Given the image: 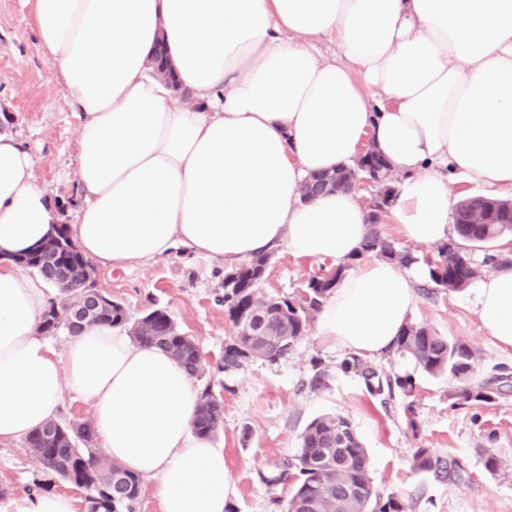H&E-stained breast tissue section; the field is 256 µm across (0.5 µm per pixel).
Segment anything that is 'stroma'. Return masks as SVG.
Masks as SVG:
<instances>
[{"mask_svg": "<svg viewBox=\"0 0 512 512\" xmlns=\"http://www.w3.org/2000/svg\"><path fill=\"white\" fill-rule=\"evenodd\" d=\"M0 130L31 146L38 183L47 187L62 223L71 224L78 200V118L38 46L27 0H0ZM225 268L222 260L179 252L122 270L96 266L95 285L120 301L129 319L162 308L195 338L203 361L193 382L211 387L224 401V431L214 443L224 450L232 512H284L291 487L271 483L274 466L297 453L307 425L324 413L350 419L370 458L376 492L403 498L409 512H512V349H501L486 335L468 291L449 292L422 281L409 320L472 345L478 354L474 379L490 383L495 399L456 405L447 377L385 355L378 365L411 377L415 385L412 395L398 391L385 403L357 376L340 371L345 351L320 342L312 330L278 362L249 360L237 370L215 372L213 364L233 333L224 316ZM318 268L316 260L277 249L260 288L269 295L303 297ZM317 370L325 383L314 388L310 379ZM419 448L447 462L448 476L415 470ZM491 454L507 464L506 472L486 470ZM39 475L23 443L0 445V489L7 495H28Z\"/></svg>", "mask_w": 512, "mask_h": 512, "instance_id": "stroma-1", "label": "stroma"}]
</instances>
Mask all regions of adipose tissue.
I'll return each instance as SVG.
<instances>
[{
  "label": "adipose tissue",
  "mask_w": 512,
  "mask_h": 512,
  "mask_svg": "<svg viewBox=\"0 0 512 512\" xmlns=\"http://www.w3.org/2000/svg\"><path fill=\"white\" fill-rule=\"evenodd\" d=\"M28 2L79 119L70 235L101 265L179 251L232 265L281 246L344 263L317 334L379 356L429 270L358 258L367 211L355 192L306 201V179L373 140L398 177L384 221L422 246L447 241L453 184L512 192V0ZM331 35L335 59L317 49ZM160 42L189 97L152 76ZM58 221L30 149L0 132V252L40 244ZM470 296L486 335L512 347V268ZM50 300L42 278L0 265V444L53 420L69 390L91 404L112 461L155 481L159 512H225L224 451L193 432L200 392L184 367L121 326L53 345L37 332ZM0 512L75 502L44 490L0 498Z\"/></svg>",
  "instance_id": "adipose-tissue-1"
}]
</instances>
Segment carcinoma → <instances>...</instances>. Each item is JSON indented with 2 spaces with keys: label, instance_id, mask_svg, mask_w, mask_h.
<instances>
[{
  "label": "carcinoma",
  "instance_id": "carcinoma-1",
  "mask_svg": "<svg viewBox=\"0 0 512 512\" xmlns=\"http://www.w3.org/2000/svg\"><path fill=\"white\" fill-rule=\"evenodd\" d=\"M368 178L374 197L381 200L379 211H367L368 233L359 256L379 259L407 267L416 257L396 241L382 234L381 224L396 193L395 177L384 156L369 148L353 165L316 174L315 182L325 191H349L348 176ZM455 236L435 247L436 256L428 262L430 280L438 288L459 292L482 273V268H501L512 257L493 249V242L512 235V200L472 195L460 200L452 213ZM60 242L54 249V265L44 269L29 265L61 296L52 300L39 324L45 336L59 333L74 335L80 328L68 323L64 312L75 300L69 282L83 275L84 254L71 238L68 226L58 232ZM483 257L477 258L476 252ZM271 255L259 254L224 272V313L235 328L224 345L218 369L232 371L250 359L276 362L288 356L295 343L309 330L311 320L345 275L347 265L323 267L306 283L304 297L267 296L259 285L264 280ZM263 311L268 322L260 336H251L249 321ZM128 321L123 304L109 300L102 307L100 324L122 325ZM134 341L166 351L190 376H195L202 354L194 340L183 333L171 315L161 309L146 312L132 325ZM391 353L407 357L432 376H446L455 384L453 397L460 405L488 403L497 390L488 383H477L471 376L477 361L476 350L460 340H450L425 324L408 323L400 331ZM344 373L358 376L367 392L376 397H392L398 389L407 394L413 388L409 377L386 374L376 365L351 356L339 364ZM56 425L53 431L36 429L24 439V447L41 465L42 478L33 481L38 492L54 479L70 482L88 491L87 512H135L140 479L114 462L106 461L89 447L96 432L89 422ZM194 432L213 438L224 430L221 401L211 388L201 392L193 423ZM413 467L422 472L442 470L440 460L428 449L419 448L413 455ZM270 483L293 484L286 512H407L399 498L385 500L376 493L370 476L365 448L351 421L340 414L322 415L311 421L300 437L296 455L276 465Z\"/></svg>",
  "mask_w": 512,
  "mask_h": 512
}]
</instances>
